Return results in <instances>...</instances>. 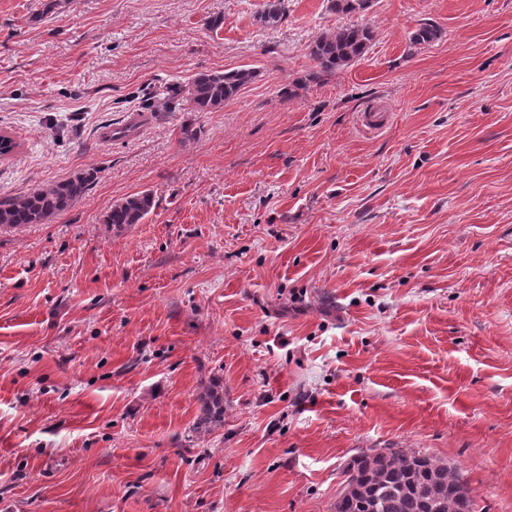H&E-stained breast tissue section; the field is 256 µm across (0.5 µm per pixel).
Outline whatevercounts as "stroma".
Returning <instances> with one entry per match:
<instances>
[{"label": "stroma", "instance_id": "1", "mask_svg": "<svg viewBox=\"0 0 512 512\" xmlns=\"http://www.w3.org/2000/svg\"><path fill=\"white\" fill-rule=\"evenodd\" d=\"M266 2L0 0V198L97 172L0 229V512H334L372 448L512 512V0H372L366 54L317 81L346 16L267 28ZM243 66L217 111L140 106ZM143 191L144 223L103 224ZM96 173L91 170L28 194L0 199V227L47 223L86 195ZM199 401L198 429L209 431L224 426V390L215 384L206 386Z\"/></svg>", "mask_w": 512, "mask_h": 512}]
</instances>
